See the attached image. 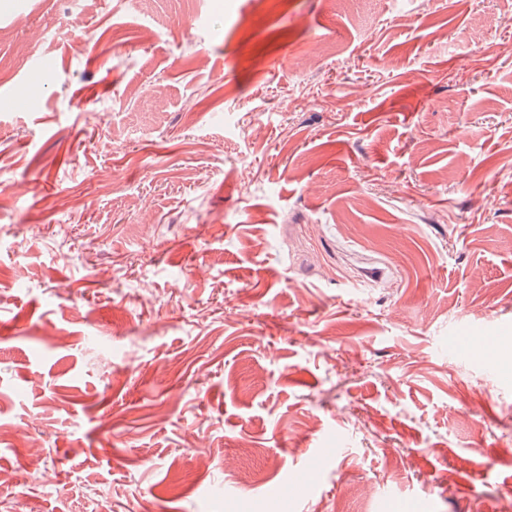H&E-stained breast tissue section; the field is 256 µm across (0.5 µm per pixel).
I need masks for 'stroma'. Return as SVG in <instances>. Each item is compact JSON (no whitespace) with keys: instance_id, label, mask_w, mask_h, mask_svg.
Wrapping results in <instances>:
<instances>
[{"instance_id":"35a3bbf8","label":"stroma","mask_w":512,"mask_h":512,"mask_svg":"<svg viewBox=\"0 0 512 512\" xmlns=\"http://www.w3.org/2000/svg\"><path fill=\"white\" fill-rule=\"evenodd\" d=\"M340 498L512 512V0H0V512Z\"/></svg>"}]
</instances>
